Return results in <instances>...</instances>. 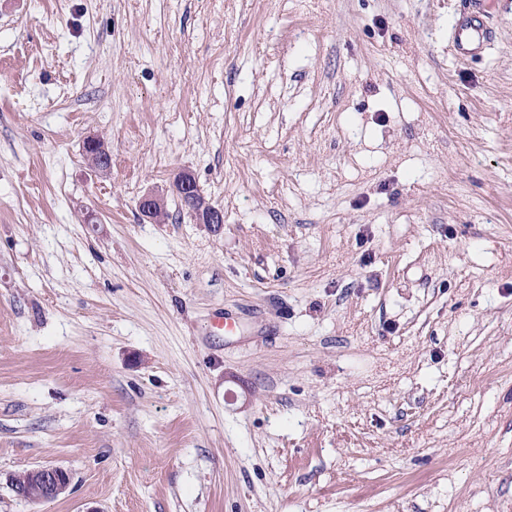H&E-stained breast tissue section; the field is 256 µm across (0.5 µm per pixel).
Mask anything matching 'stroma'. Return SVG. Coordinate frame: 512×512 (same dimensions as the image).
Here are the masks:
<instances>
[{
  "mask_svg": "<svg viewBox=\"0 0 512 512\" xmlns=\"http://www.w3.org/2000/svg\"><path fill=\"white\" fill-rule=\"evenodd\" d=\"M462 7L0 0V512H512V0L468 59ZM83 148L97 161L90 169L99 176H106L112 168V154L105 140L98 136L87 137ZM176 194H179L184 200H188L190 204V215L198 224H221L224 221L223 211L207 202L200 193L196 180L192 175L182 173L179 174L173 183ZM179 197V196H178ZM201 199L200 203L198 199ZM181 205L187 210L189 209L182 199L179 197ZM163 205V197L156 193L143 194L138 200V209L141 215L154 223L156 222L157 213L162 209ZM161 217L166 220L169 218V213L165 205ZM32 475L30 485L19 486L10 481L15 495L30 503H40L66 493L71 485V476L63 467L38 466L27 471Z\"/></svg>",
  "mask_w": 512,
  "mask_h": 512,
  "instance_id": "stroma-1",
  "label": "stroma"
}]
</instances>
